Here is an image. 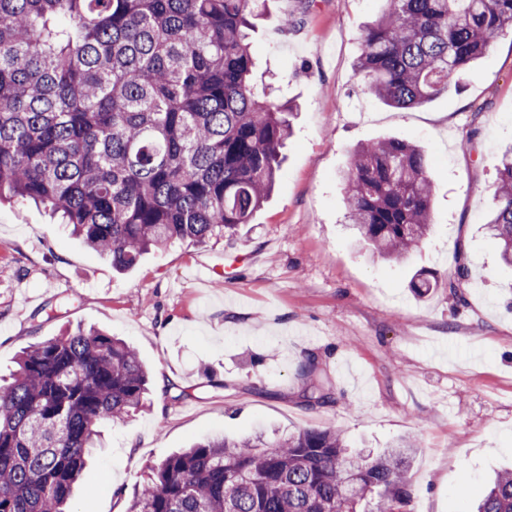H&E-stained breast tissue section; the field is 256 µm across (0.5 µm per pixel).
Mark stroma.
Instances as JSON below:
<instances>
[{
  "label": "stroma",
  "instance_id": "1",
  "mask_svg": "<svg viewBox=\"0 0 512 512\" xmlns=\"http://www.w3.org/2000/svg\"><path fill=\"white\" fill-rule=\"evenodd\" d=\"M381 9L267 0L250 35L254 79L298 111L273 190L236 234L121 272L45 209L0 205V371L81 326L125 340L152 375L149 409L104 429L74 512H126L147 465L222 434L333 426L355 452L418 438L405 512H471L512 466V268L485 228L512 144V33L447 93L395 109L354 73ZM388 138L422 146L434 184L433 228L401 262L355 243L339 179L359 145ZM237 255L235 282L210 274ZM420 270L437 278L421 295ZM309 360L333 403H308Z\"/></svg>",
  "mask_w": 512,
  "mask_h": 512
}]
</instances>
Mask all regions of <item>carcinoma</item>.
Listing matches in <instances>:
<instances>
[{
    "label": "carcinoma",
    "mask_w": 512,
    "mask_h": 512,
    "mask_svg": "<svg viewBox=\"0 0 512 512\" xmlns=\"http://www.w3.org/2000/svg\"><path fill=\"white\" fill-rule=\"evenodd\" d=\"M355 72L373 98L411 108L448 91L512 32V0H383ZM264 0H0V202L22 198L126 270L176 241L248 224L292 134L293 104L253 84L248 30ZM347 224L373 255L406 259L433 225L424 151L359 146L341 171ZM490 229L512 266V146ZM308 362L310 401L331 393ZM136 350L79 328L22 352L0 378V512H74L100 428L146 406ZM405 439L351 454L329 426L206 439L149 467L129 512H403ZM476 512H512V469Z\"/></svg>",
    "instance_id": "cac0c4a2"
}]
</instances>
